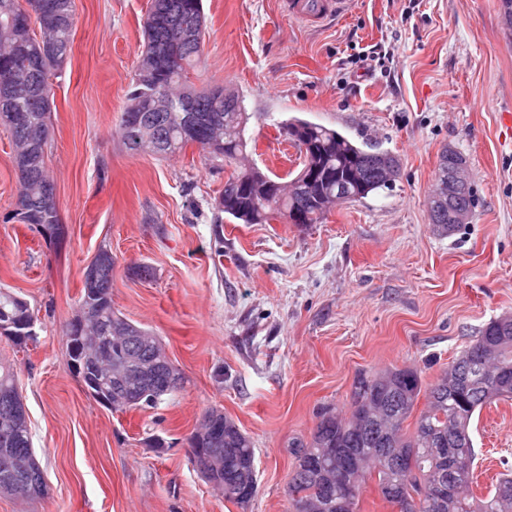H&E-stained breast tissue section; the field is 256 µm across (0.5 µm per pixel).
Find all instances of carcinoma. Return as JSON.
Segmentation results:
<instances>
[{
    "label": "carcinoma",
    "instance_id": "cac0c4a2",
    "mask_svg": "<svg viewBox=\"0 0 512 512\" xmlns=\"http://www.w3.org/2000/svg\"><path fill=\"white\" fill-rule=\"evenodd\" d=\"M15 0H0V125L14 145L18 168V195L11 219L36 224L44 236L59 241L64 236L55 207L45 206L46 186L53 185L45 163L50 135L52 84L34 87L42 75L61 69L72 48L75 0H31L46 5L38 30L17 22ZM202 0H151L143 24L145 46L120 115L119 133L134 153L164 157L197 145L204 164L231 166L247 152L246 128L250 114L239 93L216 84L196 89L190 72L201 62L205 35ZM186 29L195 31L194 48L182 41ZM224 94L223 109L214 110L213 97ZM288 134L307 145L301 169L288 182L271 177L257 167L234 171L226 183L241 182L236 200L224 195L215 208L245 224H267L287 218L295 209L305 213V223L320 224L336 201V187L363 199L389 189L395 180L384 175L395 156L368 143L358 144L340 132L297 117L286 123ZM466 162L458 151L443 150L435 182L448 179L456 164ZM429 223L451 235L460 228L448 223V201L428 199ZM31 314L28 304L0 289V322L7 316L21 320ZM147 336L162 349L150 330L121 316L112 307V264H107L95 284L83 283L79 311L64 330L71 367L88 394L101 404L112 402L117 411L155 409L172 392L164 390L166 373L156 385L143 387L124 372L125 364L146 357L151 348L124 340L121 331ZM90 341L109 354L99 368L84 362ZM9 389L15 402H0V413L13 415L19 430L10 442L0 436V448L34 451L26 410L13 369L0 364V392ZM425 408L417 410L419 398ZM512 399V323L489 320L468 344L426 383L415 366L360 371L350 393L349 415L331 406L316 412L320 426L297 445L309 454L296 455L288 484L290 512H308L309 503L326 507L336 503V467H341L357 496L350 512H357L360 494L368 480L378 486L399 484L411 497L410 512H512V474L503 473L483 497L469 494L477 452L471 425L476 414L496 401ZM205 418L224 429L222 469L200 475L224 492V498L246 508L249 501L228 483L238 475L258 483L255 448L237 424L212 409ZM413 425H408L409 419ZM401 448L398 462L386 449Z\"/></svg>",
    "mask_w": 512,
    "mask_h": 512
}]
</instances>
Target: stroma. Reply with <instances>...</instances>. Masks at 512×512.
<instances>
[{
  "mask_svg": "<svg viewBox=\"0 0 512 512\" xmlns=\"http://www.w3.org/2000/svg\"><path fill=\"white\" fill-rule=\"evenodd\" d=\"M203 5L192 80L243 96L251 162L298 170L284 127L297 116L391 152L400 176L319 224L218 214L229 173L209 170L197 146L158 161L117 134L150 0H76L46 147L64 240L8 220L17 174L0 126V287L27 301L36 333L20 345L0 335V361L47 484L33 503L0 496V512H288V443L309 436L317 407L347 409L362 370L414 365L432 380L476 329L512 315V138L497 119L512 106V28L500 0H354L313 26L282 0ZM377 44L378 63L366 58ZM447 147L466 157L479 198L451 236L428 217ZM102 246L114 308L152 328L183 377L158 409L110 411L71 367L63 332ZM213 408L255 447L259 488L244 511L191 461L188 438ZM472 436L482 496L512 469V400L484 408Z\"/></svg>",
  "mask_w": 512,
  "mask_h": 512,
  "instance_id": "stroma-1",
  "label": "stroma"
}]
</instances>
